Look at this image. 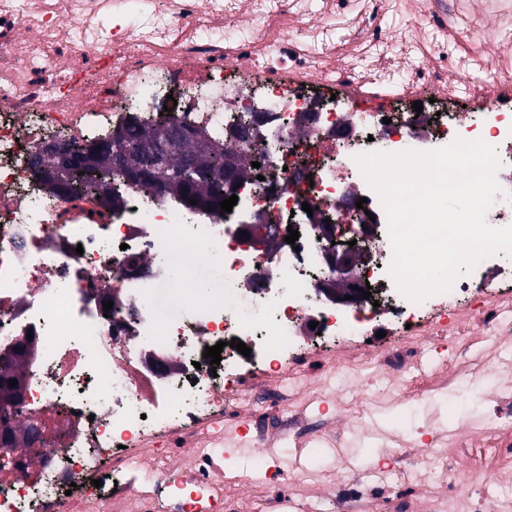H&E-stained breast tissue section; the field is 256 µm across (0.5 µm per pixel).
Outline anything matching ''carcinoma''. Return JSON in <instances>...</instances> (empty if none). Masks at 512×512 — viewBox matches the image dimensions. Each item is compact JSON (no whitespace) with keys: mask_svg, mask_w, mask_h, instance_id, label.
Listing matches in <instances>:
<instances>
[{"mask_svg":"<svg viewBox=\"0 0 512 512\" xmlns=\"http://www.w3.org/2000/svg\"><path fill=\"white\" fill-rule=\"evenodd\" d=\"M163 122L129 119L118 133H102L78 144V148L89 152L93 162L90 168H81L64 161H57L54 170L69 187L71 195H90L99 198L106 209L120 211L124 206L123 185L129 176L117 170L112 164L111 141L121 136L120 146L131 166L146 171V179L140 187L149 194H160L182 198L184 202L193 199L200 208H219L225 199L223 191L224 174L233 170L238 182L253 178L254 168L241 163L237 152L224 137L214 130L192 126L195 138L187 152V170H175L168 165V159L158 141ZM22 364L4 361L0 363V396L12 390L9 381L19 379Z\"/></svg>","mask_w":512,"mask_h":512,"instance_id":"carcinoma-1","label":"carcinoma"}]
</instances>
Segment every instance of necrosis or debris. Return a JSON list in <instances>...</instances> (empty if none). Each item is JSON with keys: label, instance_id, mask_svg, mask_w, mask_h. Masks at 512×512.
<instances>
[{"label": "necrosis or debris", "instance_id": "4bbe7bcc", "mask_svg": "<svg viewBox=\"0 0 512 512\" xmlns=\"http://www.w3.org/2000/svg\"><path fill=\"white\" fill-rule=\"evenodd\" d=\"M102 2L0 0V355L25 353L9 420L41 433L25 451L0 447V512H94L90 492L68 490L111 461L121 512H156L162 459L142 450L171 435L189 438L186 483L234 512L218 462L225 435L207 426L250 404L255 373L284 381L326 340L341 355L357 352L383 307L400 334L495 345L512 335L498 320L512 307L504 254L422 302L399 293L387 273L386 214L355 161L483 139L501 161L502 193L487 221L512 225V0H322L316 19L303 0H112L128 21L120 32L90 24ZM151 71L180 88L173 110L161 85L146 82ZM255 101L267 150L228 213L135 185L121 211L104 212L92 197L45 196L29 164L56 134L79 140L123 128L130 115L226 131ZM360 200L373 221L371 257L356 274L379 285L378 308L314 295L329 275L330 243L303 208L355 236L361 226L347 207ZM260 211L275 215L279 233L298 230L296 244L260 248L245 238ZM160 253L181 259L180 293ZM212 253L224 256L223 284L202 296L196 283ZM234 339L250 355L231 348ZM220 341L214 366L203 353ZM381 447L412 451L405 483L443 489L423 505L403 498L394 512H495L512 486L511 470L475 463L454 472L453 457L433 445L411 450L391 434ZM387 480L343 463L330 487L347 512H374Z\"/></svg>", "mask_w": 512, "mask_h": 512}]
</instances>
